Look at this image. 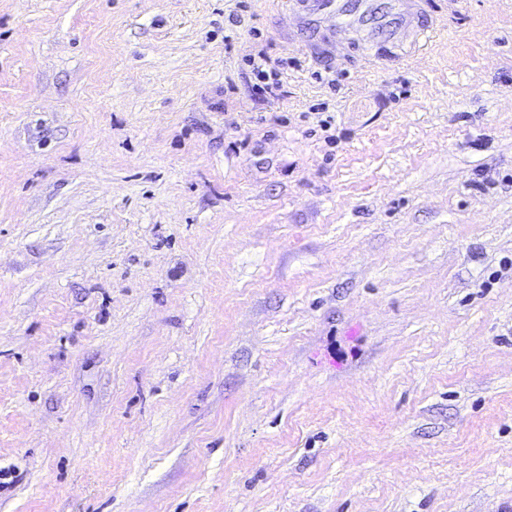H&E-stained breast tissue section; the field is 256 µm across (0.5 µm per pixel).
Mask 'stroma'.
<instances>
[{
	"mask_svg": "<svg viewBox=\"0 0 512 512\" xmlns=\"http://www.w3.org/2000/svg\"><path fill=\"white\" fill-rule=\"evenodd\" d=\"M240 1L0 0V512H512V0ZM289 0L298 27L312 28L323 42L338 47L357 39L376 58L389 46L405 45L406 53L418 51L436 31L435 0ZM249 64L255 80L252 86L254 93L264 97L277 96L282 70L288 67V61L273 60L265 49H260L249 58Z\"/></svg>",
	"mask_w": 512,
	"mask_h": 512,
	"instance_id": "1",
	"label": "stroma"
}]
</instances>
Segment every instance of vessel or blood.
I'll use <instances>...</instances> for the list:
<instances>
[{"label":"vessel or blood","instance_id":"b4317fda","mask_svg":"<svg viewBox=\"0 0 512 512\" xmlns=\"http://www.w3.org/2000/svg\"><path fill=\"white\" fill-rule=\"evenodd\" d=\"M299 27L316 31L332 46L355 40L384 57L388 47L418 51L436 31L434 0H288Z\"/></svg>","mask_w":512,"mask_h":512}]
</instances>
